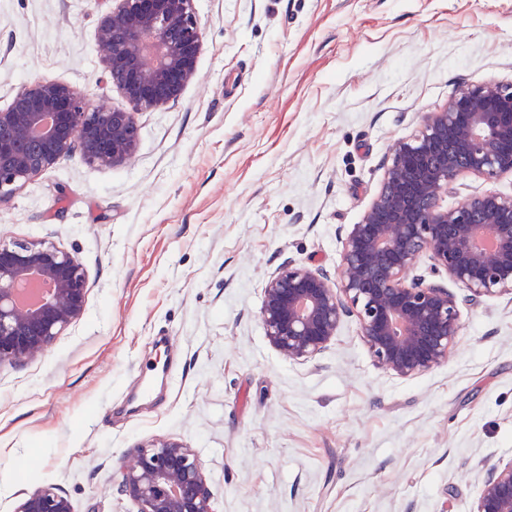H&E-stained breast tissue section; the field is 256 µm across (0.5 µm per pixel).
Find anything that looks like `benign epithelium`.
Segmentation results:
<instances>
[{"mask_svg": "<svg viewBox=\"0 0 512 512\" xmlns=\"http://www.w3.org/2000/svg\"><path fill=\"white\" fill-rule=\"evenodd\" d=\"M97 26L107 80L127 108L89 109L85 95L52 79L24 85L0 109V197L80 156L101 167L137 150L135 115L177 100L193 79L202 50L194 0H113ZM384 177L362 220L349 225L339 279L289 262L266 282L261 319L284 357L322 355L346 317L376 364L410 379L448 359L460 332L459 307L512 295V194L494 191L445 204L462 173L493 181L512 174V84L490 80L459 89L420 130L396 140ZM490 236L492 247L478 240ZM435 274L460 285L409 276L422 257ZM43 288L31 308L19 298ZM86 275L78 257L45 241L0 244V365L22 367L84 313ZM118 466V491L137 512H216L194 449L160 440L130 450ZM15 512H72L48 485L21 499ZM471 512H512V458L488 466Z\"/></svg>", "mask_w": 512, "mask_h": 512, "instance_id": "7a95c632", "label": "benign epithelium"}]
</instances>
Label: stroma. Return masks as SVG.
Masks as SVG:
<instances>
[{"instance_id":"stroma-1","label":"stroma","mask_w":512,"mask_h":512,"mask_svg":"<svg viewBox=\"0 0 512 512\" xmlns=\"http://www.w3.org/2000/svg\"><path fill=\"white\" fill-rule=\"evenodd\" d=\"M194 5L196 75L137 114L134 157L75 156L0 199V242H52L87 278L83 316L0 367V512L40 485L73 512H136L117 467L159 439L196 450L217 512H470L477 469L512 457L511 295L461 308L447 361L412 379L375 365L353 318L316 360L285 359L260 308L282 264L336 270L422 114L512 83V0ZM111 6L0 0V109L40 78L125 108L95 46Z\"/></svg>"}]
</instances>
